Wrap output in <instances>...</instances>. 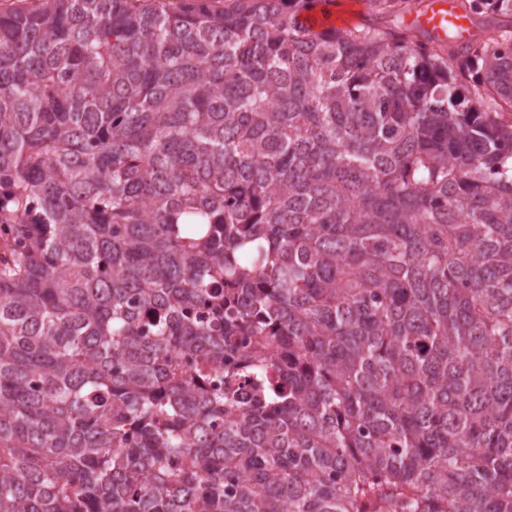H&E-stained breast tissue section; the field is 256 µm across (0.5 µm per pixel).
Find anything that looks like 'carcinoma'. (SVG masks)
Instances as JSON below:
<instances>
[{"instance_id": "1", "label": "carcinoma", "mask_w": 512, "mask_h": 512, "mask_svg": "<svg viewBox=\"0 0 512 512\" xmlns=\"http://www.w3.org/2000/svg\"><path fill=\"white\" fill-rule=\"evenodd\" d=\"M329 4L0 12V512H512V0ZM359 3L358 8V14L356 15V7L357 3ZM352 0V1H345L341 3V7L339 10H336L337 7H333V9L336 11H331L330 14L324 15L322 13H317L315 17L311 20L312 23L315 24H330V25H346L351 23L350 27L359 25L363 23V17L365 16L367 10L366 6L361 0ZM355 18V20H354ZM354 20V21H353ZM430 2V3H429ZM429 3L426 13L416 19V23L429 30L436 38L445 39L448 31H453L459 38H468L470 32L480 36L483 23L488 19L474 16L473 22L460 16L445 0H423L418 8L425 9Z\"/></svg>"}]
</instances>
